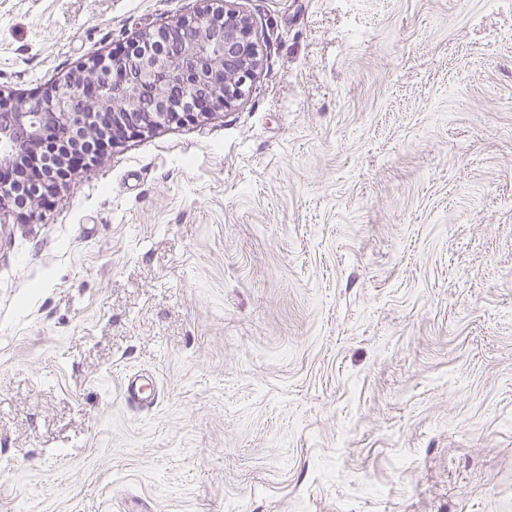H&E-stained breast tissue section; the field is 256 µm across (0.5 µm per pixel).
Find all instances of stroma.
<instances>
[{
	"label": "stroma",
	"instance_id": "obj_1",
	"mask_svg": "<svg viewBox=\"0 0 512 512\" xmlns=\"http://www.w3.org/2000/svg\"><path fill=\"white\" fill-rule=\"evenodd\" d=\"M200 6L0 0V96ZM233 6L235 109L0 214V512H512V0Z\"/></svg>",
	"mask_w": 512,
	"mask_h": 512
}]
</instances>
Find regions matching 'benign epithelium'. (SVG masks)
Wrapping results in <instances>:
<instances>
[{
	"label": "benign epithelium",
	"mask_w": 512,
	"mask_h": 512,
	"mask_svg": "<svg viewBox=\"0 0 512 512\" xmlns=\"http://www.w3.org/2000/svg\"><path fill=\"white\" fill-rule=\"evenodd\" d=\"M260 64L249 19L216 8L142 35L60 89L9 105L0 97V212L33 216L77 167L101 158L94 146L232 109Z\"/></svg>",
	"instance_id": "obj_1"
}]
</instances>
